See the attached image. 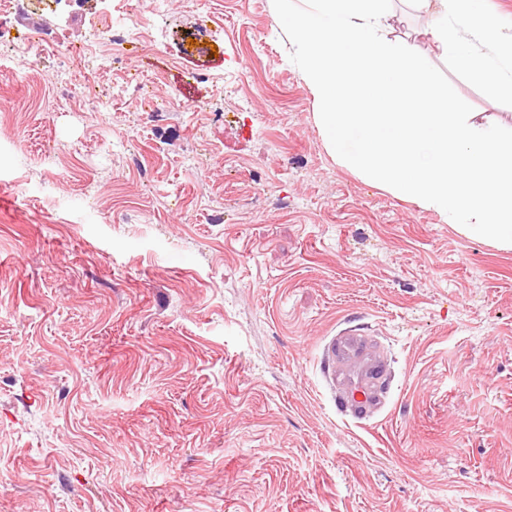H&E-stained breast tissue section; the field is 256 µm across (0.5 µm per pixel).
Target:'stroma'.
<instances>
[{"mask_svg": "<svg viewBox=\"0 0 512 512\" xmlns=\"http://www.w3.org/2000/svg\"><path fill=\"white\" fill-rule=\"evenodd\" d=\"M129 8L125 72L71 56ZM37 23L55 49L22 56ZM8 25L0 512H512V250L336 162L272 0H16ZM428 28L392 0L388 38L512 127ZM342 331L382 361L362 419ZM356 334L351 332H344L337 337L333 336L329 341V348L333 350L336 355V350L344 358H352L358 355L360 351V340Z\"/></svg>", "mask_w": 512, "mask_h": 512, "instance_id": "obj_1", "label": "stroma"}]
</instances>
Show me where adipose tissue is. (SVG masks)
<instances>
[{
    "mask_svg": "<svg viewBox=\"0 0 512 512\" xmlns=\"http://www.w3.org/2000/svg\"><path fill=\"white\" fill-rule=\"evenodd\" d=\"M418 11L428 14L432 23L429 31L438 49L450 56L456 69L484 81L493 91L512 97V69L499 70L486 55L476 51L471 39L495 35L502 56L512 57V33L498 32L492 18L477 11L472 0H413ZM469 31L470 41L460 40L448 27L449 19Z\"/></svg>",
    "mask_w": 512,
    "mask_h": 512,
    "instance_id": "ef3b65f1",
    "label": "adipose tissue"
}]
</instances>
